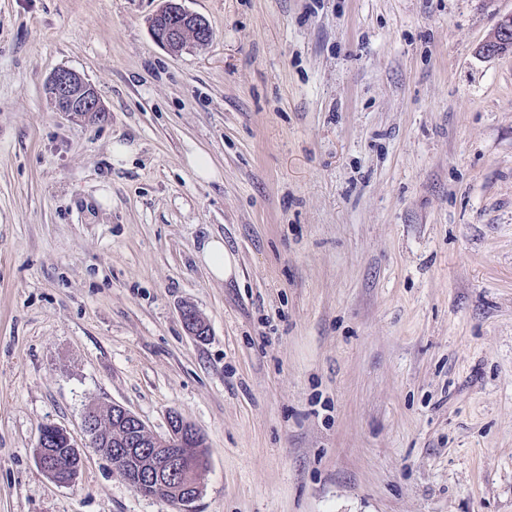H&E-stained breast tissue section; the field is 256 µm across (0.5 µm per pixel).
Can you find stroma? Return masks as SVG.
Wrapping results in <instances>:
<instances>
[{"mask_svg": "<svg viewBox=\"0 0 512 512\" xmlns=\"http://www.w3.org/2000/svg\"><path fill=\"white\" fill-rule=\"evenodd\" d=\"M164 4L0 0V512H179L89 448L114 404L204 436L194 512H512V0H182L178 53ZM179 0H167L166 5L156 16L159 24L153 28L156 40L171 52L181 51L188 42L202 45L206 43L208 24L198 16L187 12ZM198 33V41L188 38L189 29ZM46 91L58 112L85 116L105 112L95 89L84 77L71 69L56 70L49 78ZM186 164L200 181L209 182L219 177L210 156L199 149L192 148L186 153ZM199 259L215 279L224 280L232 273V261L224 249L221 237L205 240L199 250ZM50 426L53 427L60 435L64 436L68 447L62 436L54 434L53 431H49L48 427H45L44 429L47 431V434H45L47 445L45 448L43 447L44 440L41 434L36 446L37 448H35V458L40 469H42L54 482L60 485H69L78 477L82 464V455L77 446L72 443L70 437L62 428L56 425ZM53 448L65 463L68 462V457L71 455V448L72 454L77 458L76 464L65 465L60 462L57 459Z\"/></svg>", "mask_w": 512, "mask_h": 512, "instance_id": "stroma-1", "label": "stroma"}]
</instances>
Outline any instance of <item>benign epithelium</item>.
Instances as JSON below:
<instances>
[{
	"label": "benign epithelium",
	"mask_w": 512,
	"mask_h": 512,
	"mask_svg": "<svg viewBox=\"0 0 512 512\" xmlns=\"http://www.w3.org/2000/svg\"><path fill=\"white\" fill-rule=\"evenodd\" d=\"M157 18L159 24L153 28L156 40L171 52L181 51L188 42L189 29L198 33L197 44L206 43L208 24L198 16L187 12L179 0H166V5ZM46 91L57 111L72 114L74 112L99 113L103 111L95 89L84 77L66 68L56 70L49 78ZM112 417L120 418L130 436L131 449L137 453L139 473L147 483L174 498L184 506V512H191V504L198 498L199 477L205 471V464L189 452L191 440L199 437L200 432L179 414L169 417L168 431L163 436L152 433L146 424L134 413L121 405H112ZM83 426L90 439V447L99 449L109 442L108 435L97 422L94 409L84 415ZM71 452L76 456V464L65 465L60 462L54 450L44 447L39 440L35 448V458L40 467L54 482L60 485L73 483L79 474L82 455L72 441H67ZM127 448L112 453L109 457L114 470H119L121 458L128 457ZM123 457H118V454Z\"/></svg>",
	"instance_id": "1"
}]
</instances>
